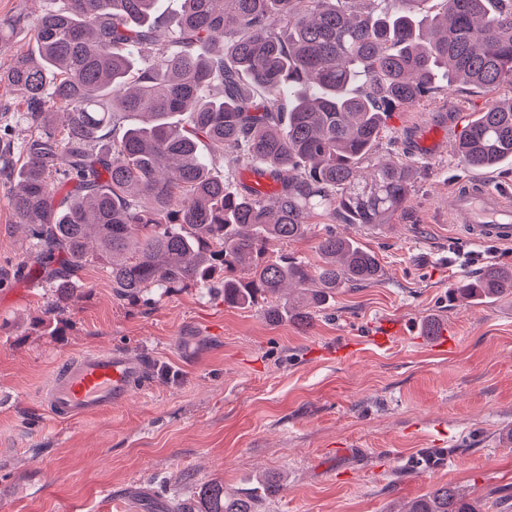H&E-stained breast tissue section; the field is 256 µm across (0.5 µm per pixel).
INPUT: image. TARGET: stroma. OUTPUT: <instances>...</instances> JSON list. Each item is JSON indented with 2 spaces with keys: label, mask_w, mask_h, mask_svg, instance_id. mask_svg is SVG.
Returning a JSON list of instances; mask_svg holds the SVG:
<instances>
[{
  "label": "stroma",
  "mask_w": 512,
  "mask_h": 512,
  "mask_svg": "<svg viewBox=\"0 0 512 512\" xmlns=\"http://www.w3.org/2000/svg\"><path fill=\"white\" fill-rule=\"evenodd\" d=\"M494 93L441 87L390 112L381 159L418 172L405 209L376 226L333 221L337 235L372 252L379 280L339 289L310 326L269 322L264 302L242 309L223 293L190 286L149 306L119 299L99 263L56 299L44 272L21 286L15 269L34 242L0 175V512H165L200 483L250 493L280 477L260 512H390L393 503L451 482L498 512L512 489V301L472 304L449 290L487 266L512 267L498 243L469 244L448 222L452 185L471 177L456 145ZM18 91L0 84V168L19 167L34 129ZM444 129L438 153H417L429 125ZM60 333H42L43 319ZM381 319L437 321L454 345L442 353L398 338L365 342ZM358 351L347 361L334 349ZM111 347L152 358L144 395L76 423L53 421L39 393L66 359Z\"/></svg>",
  "instance_id": "obj_1"
}]
</instances>
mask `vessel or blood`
<instances>
[{
	"instance_id": "b4317fda",
	"label": "vessel or blood",
	"mask_w": 512,
	"mask_h": 512,
	"mask_svg": "<svg viewBox=\"0 0 512 512\" xmlns=\"http://www.w3.org/2000/svg\"><path fill=\"white\" fill-rule=\"evenodd\" d=\"M448 218L473 243H512V194L472 179L457 182ZM151 360L112 348L93 349L66 360L40 393L44 411L59 422L79 421L122 407L145 390Z\"/></svg>"
}]
</instances>
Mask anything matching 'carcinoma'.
<instances>
[{"label":"carcinoma","instance_id":"carcinoma-1","mask_svg":"<svg viewBox=\"0 0 512 512\" xmlns=\"http://www.w3.org/2000/svg\"><path fill=\"white\" fill-rule=\"evenodd\" d=\"M60 0L38 16L0 23L35 47L0 72L38 129L27 140L11 207L35 241V263L59 265L61 298L89 262L106 265L116 296L150 305L153 292L189 284L224 288V303L266 301V317L309 324L336 289L381 276L373 253L326 231L310 266L274 246L304 237L316 217L387 224L415 177L374 159L384 119L444 81L492 91L512 83V0ZM120 112L139 122L120 137ZM234 154L270 177L267 193L232 190L199 153ZM458 154L489 171L512 162V100L494 101L465 129ZM373 164L360 183V165ZM299 289L283 301L285 286ZM454 293L512 299V268L490 267ZM196 506L169 512H258L251 497L199 484ZM400 512H482L452 483Z\"/></svg>","mask_w":512,"mask_h":512}]
</instances>
